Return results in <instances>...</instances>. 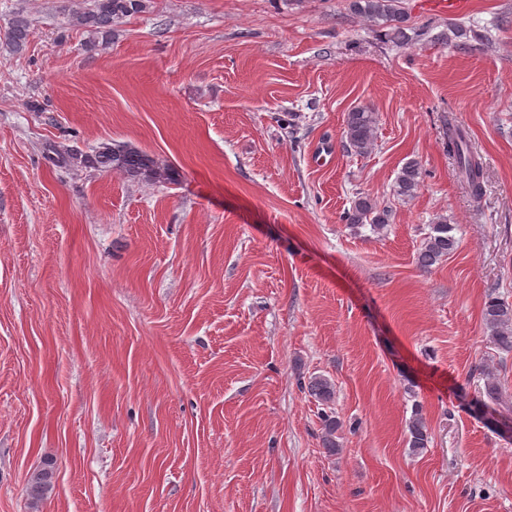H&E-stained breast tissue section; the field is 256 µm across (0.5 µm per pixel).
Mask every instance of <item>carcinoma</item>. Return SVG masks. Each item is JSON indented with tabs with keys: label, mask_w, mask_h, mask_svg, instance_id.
Masks as SVG:
<instances>
[{
	"label": "carcinoma",
	"mask_w": 512,
	"mask_h": 512,
	"mask_svg": "<svg viewBox=\"0 0 512 512\" xmlns=\"http://www.w3.org/2000/svg\"><path fill=\"white\" fill-rule=\"evenodd\" d=\"M353 13L369 20L381 21L388 28L387 36L393 42L406 37V14L401 0H349ZM145 0H92V4L72 14V24L85 29L93 39H101L107 44L112 40V22L143 11ZM30 22L19 14L6 33V44L13 50H22L28 42ZM377 114L369 108H356L347 113L343 134L347 150L357 156L369 154L375 145ZM445 144L448 155L454 158L459 177L478 199L483 194V163L479 154L472 150L468 133L459 126L448 122L445 126ZM62 159L67 163L96 170L117 171L131 178L155 184L173 181L172 168L164 161L147 152L125 143L103 142L90 153L67 150ZM423 183L422 169L419 163L411 159L401 167L395 181L396 196L412 198ZM342 220L348 224H369L373 230L384 229L391 220V211L380 208L368 196H359ZM455 227L440 219L430 225L417 253V264L429 269L437 262L453 253L459 244L454 234ZM482 318L488 333V339L497 349L512 352V304L497 296L488 297L482 309ZM308 393L320 404L329 406L335 391L332 383L321 376L311 378ZM322 426V445L328 451L339 447L336 434L341 428L334 412L324 411L320 415ZM407 442L409 448L419 452L429 447L431 433L419 412H414L407 424ZM55 463L47 460L34 470L28 480L26 492L30 504L38 506L53 488Z\"/></svg>",
	"instance_id": "carcinoma-1"
}]
</instances>
